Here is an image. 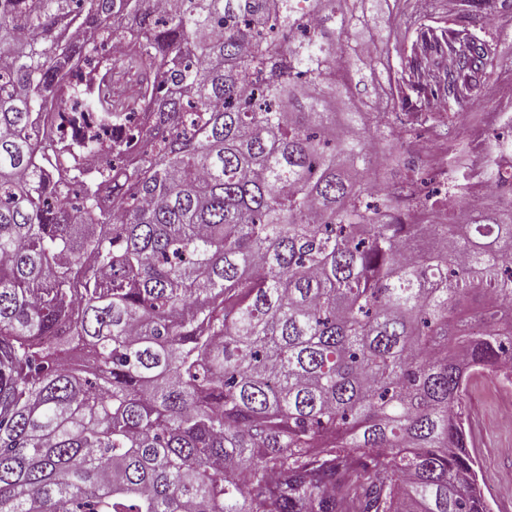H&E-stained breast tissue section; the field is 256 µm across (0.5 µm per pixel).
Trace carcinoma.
Instances as JSON below:
<instances>
[{"mask_svg":"<svg viewBox=\"0 0 512 512\" xmlns=\"http://www.w3.org/2000/svg\"><path fill=\"white\" fill-rule=\"evenodd\" d=\"M454 2L0 0V512H491L461 404L512 357V202L470 203L465 138L441 224L413 161L370 181L402 157L370 113L512 69L471 29L512 0ZM117 66L135 94L92 93ZM59 110L151 123L83 160Z\"/></svg>","mask_w":512,"mask_h":512,"instance_id":"cac0c4a2","label":"carcinoma"}]
</instances>
